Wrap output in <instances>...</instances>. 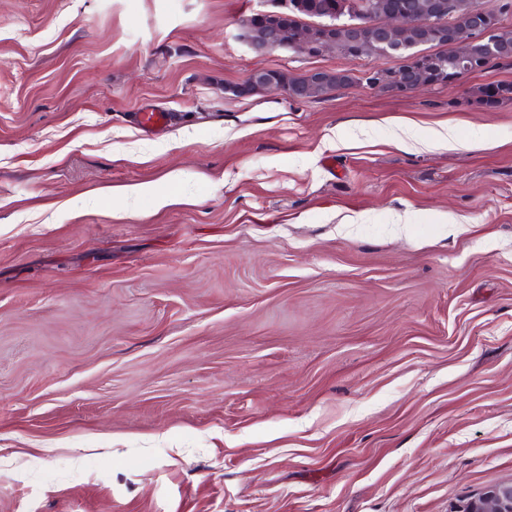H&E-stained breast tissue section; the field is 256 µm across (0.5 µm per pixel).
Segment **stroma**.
Instances as JSON below:
<instances>
[{"label":"stroma","instance_id":"35a3bbf8","mask_svg":"<svg viewBox=\"0 0 512 512\" xmlns=\"http://www.w3.org/2000/svg\"><path fill=\"white\" fill-rule=\"evenodd\" d=\"M260 7L0 0V512H462L512 480V101L476 102L512 65L237 98L398 63L255 57ZM273 71L275 70L255 69L244 82L226 86L224 91L234 96V94H238L241 91L256 88V94L265 91H274L282 93L294 100H303L307 97L306 93L309 87L326 82V80L334 77L338 70H316L307 73L305 88L299 85L292 86L288 83V81L301 82L302 75L288 73L286 77H274Z\"/></svg>","mask_w":512,"mask_h":512}]
</instances>
